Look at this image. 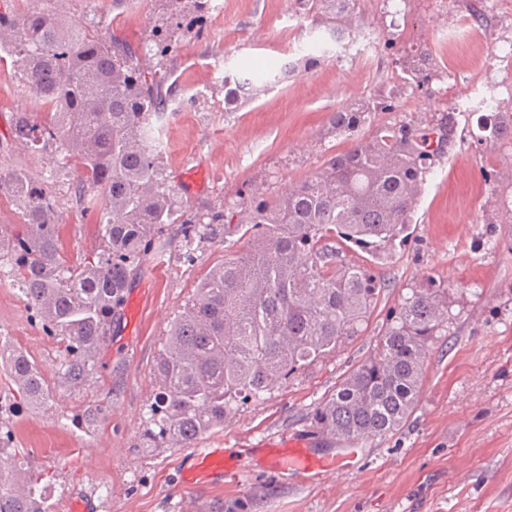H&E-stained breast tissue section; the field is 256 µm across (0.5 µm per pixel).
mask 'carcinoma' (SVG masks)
<instances>
[{
  "label": "carcinoma",
  "mask_w": 512,
  "mask_h": 512,
  "mask_svg": "<svg viewBox=\"0 0 512 512\" xmlns=\"http://www.w3.org/2000/svg\"><path fill=\"white\" fill-rule=\"evenodd\" d=\"M61 0L24 15L0 11V56L19 64L25 86L45 107L35 118L17 112L9 137L80 170L77 202L99 215L98 249L72 264L64 254L55 199L22 168L0 171V197L21 222L0 240V275L16 284L32 319L61 342L57 371L47 377L8 336H0V366L14 385L10 408L49 415L57 390L87 389L101 378V352L112 340L132 277L144 269L156 240L180 225L186 255L217 226L245 224L247 247L225 251L196 285L187 310L168 331L154 372L159 388L148 405L142 448H191L224 427L239 405L262 400L299 369L340 349L366 329L386 288L369 264L346 261L354 245L373 258L405 238L418 195L458 135L457 114L436 122L374 124L370 100L331 116L336 134L351 140L313 175L283 196L260 193L224 212L184 217L169 185L155 121L166 111L160 70L131 48L97 32L69 27ZM160 15L144 48L163 57L182 27V0H158ZM317 28L338 45L351 35L357 0H302ZM427 58L401 63L421 82ZM253 85L224 80V102ZM374 126L372 135H359ZM478 140L512 144V113L480 122ZM445 288L410 289L379 333L373 352L311 414L314 433L354 445L390 436L414 413L423 365L434 337L447 327ZM112 392L88 402L78 427L106 421ZM54 478L24 458L0 471V512H50Z\"/></svg>",
  "instance_id": "obj_1"
}]
</instances>
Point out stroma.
Listing matches in <instances>:
<instances>
[{"mask_svg": "<svg viewBox=\"0 0 512 512\" xmlns=\"http://www.w3.org/2000/svg\"><path fill=\"white\" fill-rule=\"evenodd\" d=\"M204 15L187 11L176 48L162 60L168 109L158 121L163 163L188 215L223 211L256 187L283 195L348 143L332 113L365 99L381 123H431L458 110L455 145L428 176L409 236L380 260L388 283L367 329L335 353L292 374L265 400L242 405L224 428L198 440L221 449L245 473L223 485L191 489L180 480L181 448H143L145 411L158 385L156 359L171 321L235 235L198 243L187 261L169 227L160 248L133 276L130 299L112 325L95 388L59 392L53 416H12L15 446L54 475L51 512H512V223L495 221L494 200L511 182V146H476L479 107L494 99L512 109V0H358L349 43L306 65L322 38L297 0H222ZM67 21L103 22L102 34L141 48L158 13L156 0H61ZM429 57L419 85L399 59ZM274 60L277 82L234 109L224 78ZM19 79L0 63V169L20 166L53 195L65 254L79 262L97 249V217L74 198L78 174L8 138L14 113H41ZM448 291L451 318L424 362L418 406L394 435L366 442L358 468L308 484L264 467L263 448L300 442L334 455L339 446L314 435L312 409L367 357L376 335L411 286ZM0 332L54 373L59 343L32 321L11 278L0 279ZM111 395L107 421L84 431L71 422L88 400ZM91 451L82 463L83 451Z\"/></svg>", "mask_w": 512, "mask_h": 512, "instance_id": "stroma-1", "label": "stroma"}]
</instances>
